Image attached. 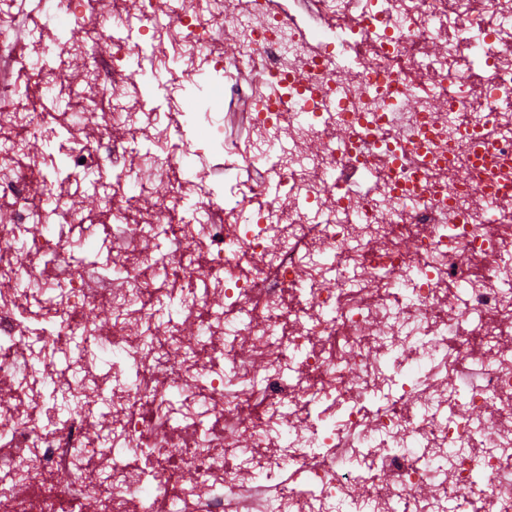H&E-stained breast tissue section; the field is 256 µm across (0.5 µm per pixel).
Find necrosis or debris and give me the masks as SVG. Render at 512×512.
Instances as JSON below:
<instances>
[{"label": "necrosis or debris", "instance_id": "4bbe7bcc", "mask_svg": "<svg viewBox=\"0 0 512 512\" xmlns=\"http://www.w3.org/2000/svg\"><path fill=\"white\" fill-rule=\"evenodd\" d=\"M60 5L74 22L60 51L96 86L67 167L112 185L94 220L109 257L77 265L31 223L44 167L0 154V512H332L359 489L362 512L397 498L440 512L418 494L438 477L468 512H512V0ZM37 48L0 17L1 74ZM147 54L129 82L128 58ZM173 69L205 93L199 113L146 100ZM49 120L32 95L25 114L0 111V139ZM469 132L490 137V165ZM148 159L166 191L145 207L125 189ZM20 276L43 284L47 332L7 287ZM164 295L193 334L159 322ZM51 393L65 413L50 416ZM285 446L291 485L271 467Z\"/></svg>", "mask_w": 512, "mask_h": 512}]
</instances>
